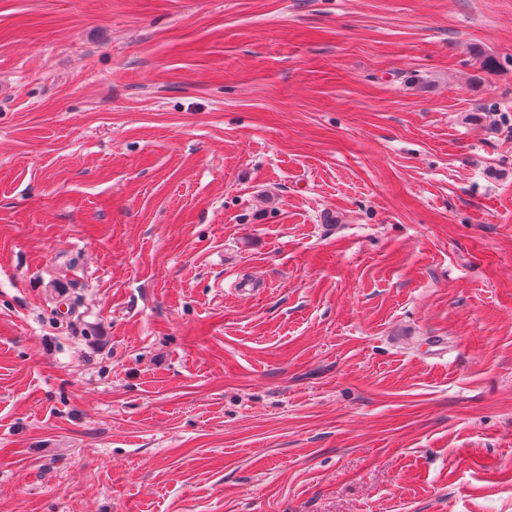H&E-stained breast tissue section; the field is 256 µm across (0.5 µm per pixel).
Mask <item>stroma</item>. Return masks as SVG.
Masks as SVG:
<instances>
[{"label": "stroma", "mask_w": 512, "mask_h": 512, "mask_svg": "<svg viewBox=\"0 0 512 512\" xmlns=\"http://www.w3.org/2000/svg\"><path fill=\"white\" fill-rule=\"evenodd\" d=\"M0 512H512V0H0Z\"/></svg>", "instance_id": "35a3bbf8"}]
</instances>
